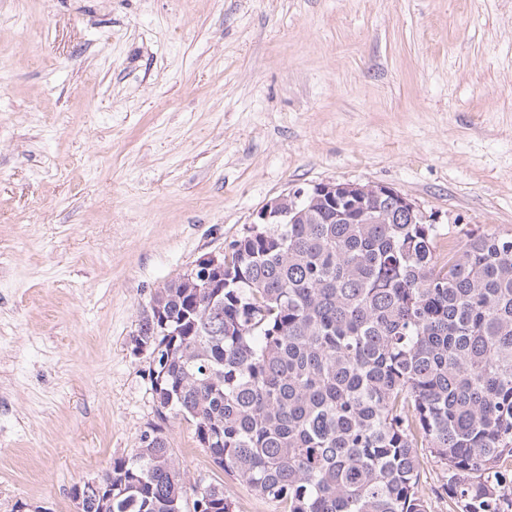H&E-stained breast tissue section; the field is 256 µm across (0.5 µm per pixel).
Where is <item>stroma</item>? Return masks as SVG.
Here are the masks:
<instances>
[{
  "label": "stroma",
  "instance_id": "35a3bbf8",
  "mask_svg": "<svg viewBox=\"0 0 512 512\" xmlns=\"http://www.w3.org/2000/svg\"><path fill=\"white\" fill-rule=\"evenodd\" d=\"M324 181L387 185L458 248L511 235L512 0H0V512H75L157 423L188 483L283 512L159 421L131 337Z\"/></svg>",
  "mask_w": 512,
  "mask_h": 512
}]
</instances>
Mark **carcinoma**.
<instances>
[{"mask_svg": "<svg viewBox=\"0 0 512 512\" xmlns=\"http://www.w3.org/2000/svg\"><path fill=\"white\" fill-rule=\"evenodd\" d=\"M386 199L249 225L224 251L221 322L173 283L134 348L162 421L180 415L213 463L285 512H428L423 452L457 512H505L512 476V236L439 245ZM178 335H172V332ZM97 477L84 512H185L162 428ZM193 512H234L224 484Z\"/></svg>", "mask_w": 512, "mask_h": 512, "instance_id": "cac0c4a2", "label": "carcinoma"}]
</instances>
